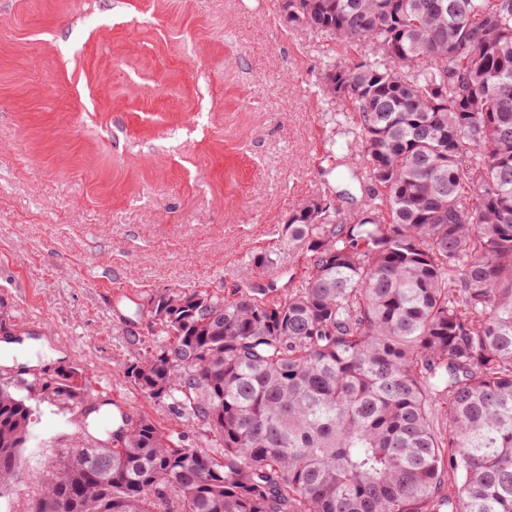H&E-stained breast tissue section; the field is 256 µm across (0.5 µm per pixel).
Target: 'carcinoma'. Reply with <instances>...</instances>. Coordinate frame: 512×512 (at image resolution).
I'll use <instances>...</instances> for the list:
<instances>
[{
  "label": "carcinoma",
  "instance_id": "cac0c4a2",
  "mask_svg": "<svg viewBox=\"0 0 512 512\" xmlns=\"http://www.w3.org/2000/svg\"><path fill=\"white\" fill-rule=\"evenodd\" d=\"M349 50L321 83L366 183L289 217L304 273L165 291L124 375L207 436L137 415L79 446L28 512H512V0H285ZM22 384L84 405L76 369ZM32 409L0 383V487Z\"/></svg>",
  "mask_w": 512,
  "mask_h": 512
}]
</instances>
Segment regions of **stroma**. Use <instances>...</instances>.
I'll list each match as a JSON object with an SVG mask.
<instances>
[{
  "label": "stroma",
  "instance_id": "obj_1",
  "mask_svg": "<svg viewBox=\"0 0 512 512\" xmlns=\"http://www.w3.org/2000/svg\"><path fill=\"white\" fill-rule=\"evenodd\" d=\"M342 48L289 25L283 0H0V380L69 366L86 408L18 387L33 409L0 512H25L51 466L144 413L198 443L170 404L124 377L162 345L156 293L231 295L254 256L284 247L304 201L361 198L336 105L319 92Z\"/></svg>",
  "mask_w": 512,
  "mask_h": 512
}]
</instances>
